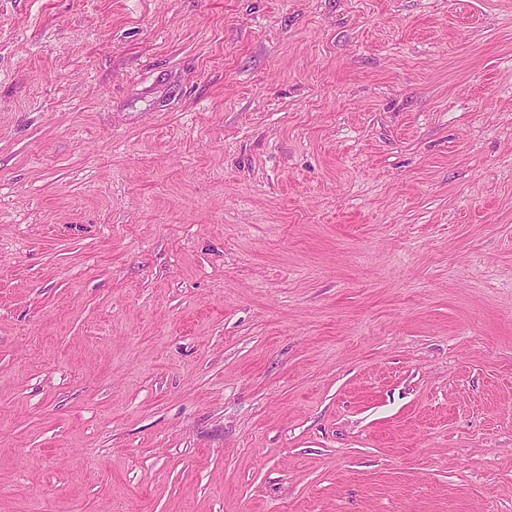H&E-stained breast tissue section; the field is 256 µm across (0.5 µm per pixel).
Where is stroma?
Here are the masks:
<instances>
[{"mask_svg":"<svg viewBox=\"0 0 512 512\" xmlns=\"http://www.w3.org/2000/svg\"><path fill=\"white\" fill-rule=\"evenodd\" d=\"M0 512H512V0H0Z\"/></svg>","mask_w":512,"mask_h":512,"instance_id":"obj_1","label":"stroma"}]
</instances>
